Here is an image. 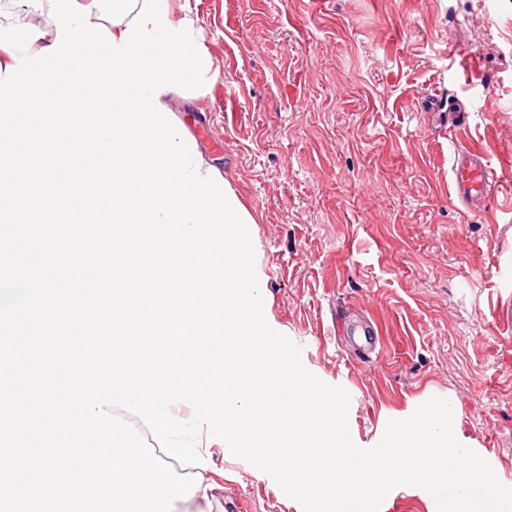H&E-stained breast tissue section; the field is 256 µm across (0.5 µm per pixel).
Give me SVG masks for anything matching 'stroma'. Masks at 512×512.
<instances>
[{
    "mask_svg": "<svg viewBox=\"0 0 512 512\" xmlns=\"http://www.w3.org/2000/svg\"><path fill=\"white\" fill-rule=\"evenodd\" d=\"M218 67L185 130L253 215L272 329L350 395L353 442L449 400L453 431L512 488V0H170ZM468 114L461 127L448 107ZM501 186L464 205L456 156ZM373 321L359 359L344 323ZM218 485L173 512H303L266 473L202 448Z\"/></svg>",
    "mask_w": 512,
    "mask_h": 512,
    "instance_id": "35a3bbf8",
    "label": "stroma"
}]
</instances>
